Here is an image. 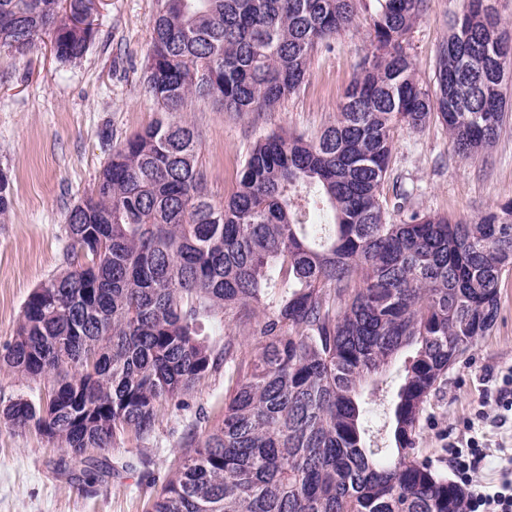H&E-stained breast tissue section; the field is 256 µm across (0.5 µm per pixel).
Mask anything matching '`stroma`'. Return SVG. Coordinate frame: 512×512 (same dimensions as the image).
Wrapping results in <instances>:
<instances>
[{"instance_id":"35a3bbf8","label":"stroma","mask_w":512,"mask_h":512,"mask_svg":"<svg viewBox=\"0 0 512 512\" xmlns=\"http://www.w3.org/2000/svg\"><path fill=\"white\" fill-rule=\"evenodd\" d=\"M98 35L81 62H59L49 39L20 58L0 51V169L10 177L11 206L0 220V345L15 335L29 295L65 271L66 215L96 185L113 145L165 115L144 90L142 73L151 40L155 0H96ZM465 0H430L405 44L423 88L435 84L436 55ZM371 9L315 51L301 87L273 110L238 114L209 101L188 103L177 118L193 126L205 189L222 204L237 188L251 148L268 135L288 132L314 138L336 119L356 66L370 48ZM383 185L385 216L397 223L395 188L411 193L410 208L477 221L491 206L512 198V120L493 148L470 160L455 156L445 127L431 120L422 130L400 127ZM512 368V271L503 276L500 315L491 333L454 365L433 391L417 427L416 454L456 480L449 444H464L467 424ZM401 382L392 363L378 387L366 391L371 445H391L389 407ZM223 369L210 371L182 402L159 411L150 434L120 435L112 473L99 481L59 475L62 452L32 429L0 422V512H152L180 457L224 418ZM50 385L0 369V408L24 397L46 403Z\"/></svg>"}]
</instances>
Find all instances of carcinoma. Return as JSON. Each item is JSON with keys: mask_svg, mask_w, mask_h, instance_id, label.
<instances>
[{"mask_svg": "<svg viewBox=\"0 0 512 512\" xmlns=\"http://www.w3.org/2000/svg\"><path fill=\"white\" fill-rule=\"evenodd\" d=\"M372 50L308 140L273 133L249 152L236 192L213 203L193 128L169 118L112 147L90 196L67 215L72 262L36 288L0 368L47 378L42 406L0 411L65 451L63 471L107 465L116 436L152 430L158 407L218 366L202 318L277 309L249 331L247 361L224 325V419L179 468L154 512H464V492L419 460L416 429L448 368L490 334L512 267V200L475 223L380 200L398 127L432 117L465 159L504 124L512 38L489 0H467L439 44L434 93L403 43L427 0H376ZM360 0H155L143 83L168 112L194 98L227 112L274 109ZM95 0H0V50L27 56L45 33L62 62L94 42ZM109 241L97 251L99 238ZM393 397L395 448L367 445L363 389L407 348Z\"/></svg>", "mask_w": 512, "mask_h": 512, "instance_id": "cac0c4a2", "label": "carcinoma"}]
</instances>
